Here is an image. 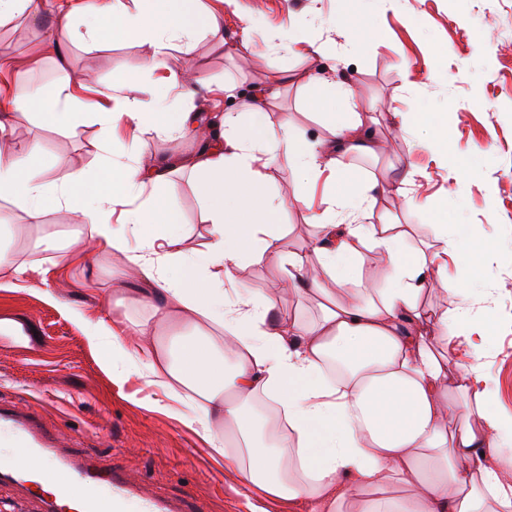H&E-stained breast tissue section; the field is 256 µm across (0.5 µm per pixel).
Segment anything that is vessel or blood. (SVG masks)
Here are the masks:
<instances>
[{
    "label": "vessel or blood",
    "instance_id": "vessel-or-blood-1",
    "mask_svg": "<svg viewBox=\"0 0 512 512\" xmlns=\"http://www.w3.org/2000/svg\"><path fill=\"white\" fill-rule=\"evenodd\" d=\"M0 445L21 448L25 461L0 466V487L17 494V512H186L185 503L145 491L123 471L88 454L61 447L35 412L0 399ZM103 486V500H86L88 485Z\"/></svg>",
    "mask_w": 512,
    "mask_h": 512
}]
</instances>
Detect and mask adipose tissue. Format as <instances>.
<instances>
[{
    "label": "adipose tissue",
    "mask_w": 512,
    "mask_h": 512,
    "mask_svg": "<svg viewBox=\"0 0 512 512\" xmlns=\"http://www.w3.org/2000/svg\"><path fill=\"white\" fill-rule=\"evenodd\" d=\"M138 2L132 11L122 0H62L44 53L58 54L84 36L119 33L139 39L147 67L160 70L171 51H192L197 27H224L223 9L199 13L198 0ZM77 13L85 31L73 26ZM288 81L319 101L351 95L341 78L303 73L276 76L245 93L226 84L225 98L245 95L251 106L246 115L229 111L218 119L190 105L168 109L169 93L190 101L209 90L201 76L172 79L147 101L98 86L111 107L98 114L106 158L90 193L77 172L51 186L39 178L33 162L41 143L22 153L9 145L15 125L34 117L56 132L73 130L83 118L78 92L88 79L65 77L49 95L25 86L0 89V193L11 196L30 223L63 209L88 226L90 247L50 235L41 241L44 250L84 260L98 250L124 253L127 271L143 285L138 302L148 314L132 322L123 313L108 321L78 313L88 342L113 381L136 371L189 411L209 455L249 490L250 512H265L268 501L288 512H512V418L489 404L483 358L490 320L468 308L488 245L447 239L431 253L407 248L409 225L365 223L383 187L355 179L347 190L330 191L322 211L308 214L319 229L318 243L284 252L267 219L309 200L297 189L271 191L266 170L285 156L315 180L337 156L374 157L382 150L356 112L324 113L330 135L314 143L302 141L290 120L265 125L266 105ZM117 127L130 138L123 160L110 156ZM171 133L197 142L178 166L195 175L205 196L209 240L201 249L186 246L177 211L157 196L169 187L176 165L143 161L136 151L144 138ZM121 199L135 207L116 224L112 206ZM132 238L146 250L128 249ZM373 249L385 260L386 285L370 299L354 282ZM262 259L281 268L290 291L318 300L315 322L282 315L276 289L225 292L239 269ZM434 288L448 298L439 310L420 303ZM458 352L465 360L452 381L448 357ZM332 360L343 365L342 378L326 376ZM261 397L284 417L270 445L258 440L248 416Z\"/></svg>",
    "instance_id": "adipose-tissue-1"
}]
</instances>
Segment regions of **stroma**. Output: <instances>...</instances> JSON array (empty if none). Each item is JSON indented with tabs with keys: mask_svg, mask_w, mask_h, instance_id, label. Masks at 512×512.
I'll list each match as a JSON object with an SVG mask.
<instances>
[{
	"mask_svg": "<svg viewBox=\"0 0 512 512\" xmlns=\"http://www.w3.org/2000/svg\"><path fill=\"white\" fill-rule=\"evenodd\" d=\"M252 18V54L240 59L228 41L238 33L241 15ZM51 30L22 19L0 23V53L12 55L0 71V87L29 86L51 92L71 71H92L97 82L126 87L146 98L168 73L194 70L212 84L232 81L247 87L281 70L309 71L317 78L339 76L351 85L349 101L311 104L294 83L282 85L267 115L270 123L290 118L304 140L327 136L325 112L355 110L375 119L391 140L388 155L338 157L336 169L362 180L389 182L411 176L414 207L379 196L371 222L394 216L409 224L410 246L439 250L440 232L473 242H500L477 275L482 286L474 311L489 310L494 334L484 357L491 406L512 418V0H398L395 8L378 0H232L224 7V29L201 32L191 53L172 52L167 67L150 70L138 41L115 38L77 41L63 58L44 55ZM313 42L321 56L307 59L289 51L290 40ZM87 115L74 133L62 136L40 124L22 122L13 131L17 148L37 141L44 153L35 166L47 184L66 172L84 175L85 189L97 181L102 130L94 114L93 92L79 94ZM413 113L411 133H403L393 113ZM448 128L453 158L465 161L473 176L459 192L448 189V163L420 148L434 126ZM165 198L176 209L188 243L206 238L205 201L189 170L173 173ZM294 207L272 216L283 250H304L317 242V229ZM0 219L14 227L11 248L32 266L26 290L4 287L0 272V395L29 407L49 427L78 439V448L101 463L124 470L155 492L179 499L195 495L204 512H249L245 490L235 475L214 460L200 437L170 406L163 390L132 374L113 382L90 348L72 309L91 318L111 319L119 299L136 283H124L123 254H98L97 273L72 263L57 274L54 253L40 241L67 236L64 211L48 212L41 225L10 200L0 198ZM51 289L55 302L43 298Z\"/></svg>",
	"mask_w": 512,
	"mask_h": 512,
	"instance_id": "35a3bbf8",
	"label": "stroma"
}]
</instances>
